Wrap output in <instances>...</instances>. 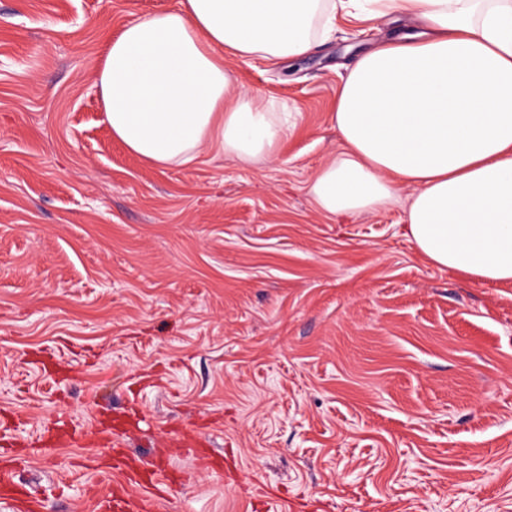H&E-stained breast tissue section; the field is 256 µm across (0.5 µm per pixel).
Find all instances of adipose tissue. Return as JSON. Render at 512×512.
Returning a JSON list of instances; mask_svg holds the SVG:
<instances>
[{
  "mask_svg": "<svg viewBox=\"0 0 512 512\" xmlns=\"http://www.w3.org/2000/svg\"><path fill=\"white\" fill-rule=\"evenodd\" d=\"M360 0H179L109 38L96 72L113 137L159 168L212 147L278 156L289 115L240 87L225 56L296 60ZM414 25L349 69L331 122L343 152L310 183L315 204L359 215L408 193L405 231L432 264L512 282V0H372Z\"/></svg>",
  "mask_w": 512,
  "mask_h": 512,
  "instance_id": "1",
  "label": "adipose tissue"
}]
</instances>
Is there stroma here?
Returning a JSON list of instances; mask_svg holds the SVG:
<instances>
[{
  "label": "stroma",
  "instance_id": "35a3bbf8",
  "mask_svg": "<svg viewBox=\"0 0 512 512\" xmlns=\"http://www.w3.org/2000/svg\"><path fill=\"white\" fill-rule=\"evenodd\" d=\"M178 3L0 0V449L27 455L21 482L97 512L120 480L97 419L135 406L127 452L188 477L154 512H512V283L429 264L403 203L339 217L308 192L343 150L339 84L399 18L233 61L298 116L274 162L163 169L113 139L96 70ZM60 413L82 438L31 455Z\"/></svg>",
  "mask_w": 512,
  "mask_h": 512
}]
</instances>
